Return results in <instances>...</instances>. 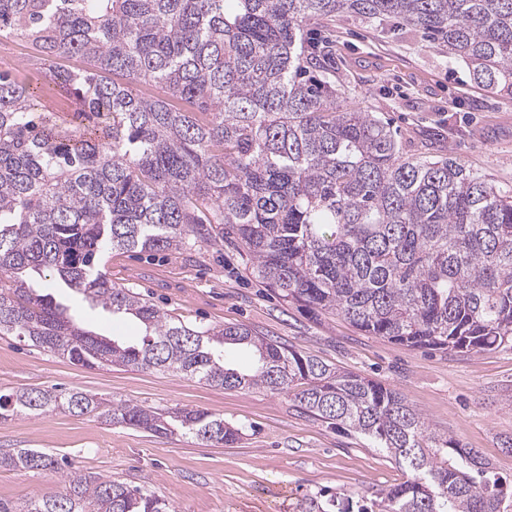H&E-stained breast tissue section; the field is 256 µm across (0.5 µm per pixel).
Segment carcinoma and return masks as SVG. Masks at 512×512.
I'll return each instance as SVG.
<instances>
[{
	"label": "carcinoma",
	"instance_id": "obj_1",
	"mask_svg": "<svg viewBox=\"0 0 512 512\" xmlns=\"http://www.w3.org/2000/svg\"><path fill=\"white\" fill-rule=\"evenodd\" d=\"M344 13L412 26L474 83L512 96V0H0V37L30 41L45 85L75 96L88 120L64 124L41 109L40 88L0 72V335L89 369L291 392L306 414L410 471L358 512H507L489 464L428 432L402 392L243 324L189 326L104 272L112 250H167L212 224L285 301L369 336L441 352L512 347V189L451 157L405 155L387 123L344 107L341 89L309 73L307 23ZM69 55L88 69L54 65ZM141 83L167 97L142 96ZM35 274L137 320L141 342L92 334L77 309L35 291ZM228 346L252 350L253 367L226 366ZM53 411L217 444L242 434L203 409L40 388L0 395V417ZM0 468L65 486L0 499V512H175L143 486L65 471L46 451H0ZM306 512H351L350 500L314 497Z\"/></svg>",
	"mask_w": 512,
	"mask_h": 512
}]
</instances>
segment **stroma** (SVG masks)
I'll return each instance as SVG.
<instances>
[{
	"label": "stroma",
	"instance_id": "1",
	"mask_svg": "<svg viewBox=\"0 0 512 512\" xmlns=\"http://www.w3.org/2000/svg\"><path fill=\"white\" fill-rule=\"evenodd\" d=\"M318 54L344 104L390 124L412 157L443 155L512 187V98L478 87L465 64L420 31L341 15ZM35 47L0 38V70L23 85L40 81ZM113 284L128 287L188 325L243 324L257 335L343 372L398 389L432 433L474 449L512 485V348L413 350L369 336L341 318L306 311L260 283L233 239L189 240L167 251L106 257ZM24 388L81 391L149 408L204 409L242 427L230 446L175 431L151 433L96 416L49 412L0 419V449H43L84 472L140 485L176 512H302L317 495L375 498L403 483L405 469L364 436L310 417L291 395L224 389L180 373L112 366L86 369L13 336H0V394ZM46 473L0 470V499L43 495Z\"/></svg>",
	"mask_w": 512,
	"mask_h": 512
}]
</instances>
